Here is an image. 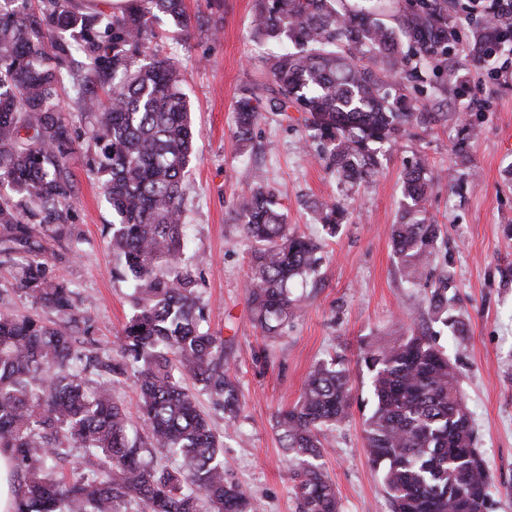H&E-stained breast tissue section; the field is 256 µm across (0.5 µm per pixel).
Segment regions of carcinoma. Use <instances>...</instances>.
<instances>
[{"instance_id": "1", "label": "carcinoma", "mask_w": 512, "mask_h": 512, "mask_svg": "<svg viewBox=\"0 0 512 512\" xmlns=\"http://www.w3.org/2000/svg\"><path fill=\"white\" fill-rule=\"evenodd\" d=\"M0 0V265L15 271L0 287L25 299V312H0V453L13 463L15 512H253L247 490L224 471V448L210 417L184 384L188 376L232 421L240 388L224 337L204 326L200 278L182 264L185 176L196 131L178 63L147 53L165 19L188 34L209 24L185 0H136L121 15L87 13L73 0ZM253 0L252 30L290 48L267 62L268 83L236 101L238 150H253L267 114L298 112L318 159L341 185L378 173L382 149L414 125L448 118L414 97L417 84L436 99L462 96L448 67L454 36L448 0ZM512 33L492 16L476 29L475 48L497 50ZM97 148L91 172L112 207L116 274L130 280L133 312L112 342L93 350L91 319L50 262L73 249L76 185L69 160L79 135L59 88L73 77ZM435 175L425 163L405 168L395 255L408 282L426 275L440 227L422 212ZM329 236L349 219L332 200L310 205ZM251 243L246 295L270 338L295 318L303 298L291 284L315 272L319 246L290 227L277 190L254 176L233 205ZM58 250H53V247ZM435 323L448 319V278L428 298ZM373 408L365 421L369 461L382 474L392 512H490L488 471L459 371L421 329L366 345ZM133 379L143 434L113 393ZM349 370L331 360L310 372L291 408L277 413L292 463L297 512H339L336 488L318 459L330 432L349 417ZM81 448L97 467L67 480L59 470ZM175 459L170 470L153 451Z\"/></svg>"}]
</instances>
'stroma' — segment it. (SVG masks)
<instances>
[{"label": "stroma", "mask_w": 512, "mask_h": 512, "mask_svg": "<svg viewBox=\"0 0 512 512\" xmlns=\"http://www.w3.org/2000/svg\"><path fill=\"white\" fill-rule=\"evenodd\" d=\"M211 12L207 30L187 36L157 25L155 47L184 71L182 90L197 132L183 259L201 278L208 325L228 340L231 371L240 385V412L232 422L214 412L206 392L196 393L224 443L225 471L250 491L255 512H296L275 416L298 401L314 364L342 358L357 406L329 435L324 467L340 512H392L382 475L365 454L363 428L372 392L359 355L375 339H392L425 324L427 299L448 273L459 329L452 333L434 324L430 331L461 373L475 445L489 465L492 512H512V495L505 492L512 485V86L493 78L512 53L473 61L475 21L465 11L454 12V60L466 97L449 99L448 120L416 129L383 150L371 181L341 187L317 160L315 144L297 121L267 115L254 131V154L237 152L236 101L245 86L266 82L265 63L283 46L254 37L252 0H223ZM472 108L478 111L479 132L461 163L453 153L456 116ZM96 152L84 136L70 158L80 244L56 271L83 300L98 352L108 353L132 312V285L112 273L117 264L112 210L90 172ZM419 159L439 176L423 216L440 225L442 234L428 277L413 287L393 253L390 228L399 218L400 173ZM257 168L278 189L289 224L320 246L317 271L303 288L302 310L277 338L265 337L252 319L245 291L250 244L233 219V203ZM326 198L341 201L351 213L333 237L313 223L309 211L311 201Z\"/></svg>", "instance_id": "stroma-1"}]
</instances>
